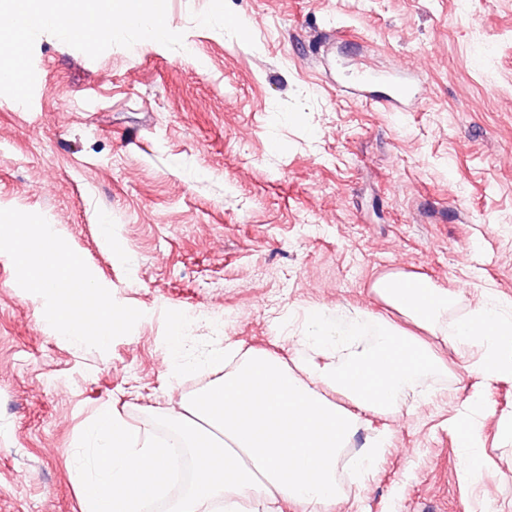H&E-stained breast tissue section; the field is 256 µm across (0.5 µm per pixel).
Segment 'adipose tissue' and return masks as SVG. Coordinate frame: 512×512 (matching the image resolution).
Instances as JSON below:
<instances>
[{
	"label": "adipose tissue",
	"instance_id": "1",
	"mask_svg": "<svg viewBox=\"0 0 512 512\" xmlns=\"http://www.w3.org/2000/svg\"><path fill=\"white\" fill-rule=\"evenodd\" d=\"M123 26L149 24L154 38L167 34L158 6L148 0H113ZM89 4L78 15L59 11L55 0H35L23 11L0 0V56L14 53L31 24H52L76 35L94 23ZM6 234L20 247L23 262L32 249L54 268L56 278L38 280L41 288L69 284L51 311L68 339L82 341L85 325L75 307L89 292L78 285L77 258L58 260L63 249L48 224H13ZM374 292L417 328L435 330L452 302L447 290L420 284L397 272L377 279ZM373 339L358 335L355 321L328 324L321 314L306 316L302 344L312 358L297 368L270 356L233 347L212 351L206 366H223L224 378L188 401L178 428L200 466L190 490L174 512H332L339 500L336 466L357 430L362 411L389 413L398 400L415 392L426 375L444 371L433 349L387 318L376 320ZM456 342L481 351L473 370L490 382L512 374V307L487 295L459 320ZM88 433L94 447L75 459L72 479L80 491V512H142L162 497L171 470L168 446L123 420L110 407L93 416Z\"/></svg>",
	"mask_w": 512,
	"mask_h": 512
}]
</instances>
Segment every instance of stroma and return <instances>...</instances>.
Here are the masks:
<instances>
[{
    "label": "stroma",
    "mask_w": 512,
    "mask_h": 512,
    "mask_svg": "<svg viewBox=\"0 0 512 512\" xmlns=\"http://www.w3.org/2000/svg\"><path fill=\"white\" fill-rule=\"evenodd\" d=\"M166 39L50 28L0 82V225L50 224L99 303L65 337L55 292L0 238V512H79L74 450L101 406L166 438L231 345L290 364L307 311L389 315L403 272L454 301L425 340L448 371L348 446L387 437L335 512H512V376L469 373L448 333L512 299V0H165ZM401 72L411 111L356 99L354 62ZM482 456L464 469L462 431Z\"/></svg>",
    "instance_id": "stroma-1"
}]
</instances>
